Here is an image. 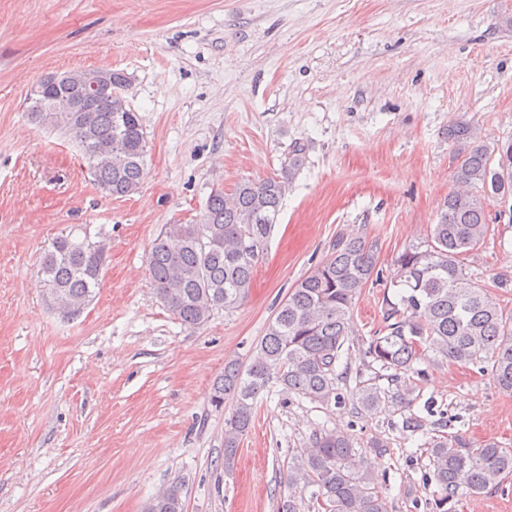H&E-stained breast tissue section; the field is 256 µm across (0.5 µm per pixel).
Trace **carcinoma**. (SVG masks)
<instances>
[{
  "label": "carcinoma",
  "instance_id": "carcinoma-1",
  "mask_svg": "<svg viewBox=\"0 0 512 512\" xmlns=\"http://www.w3.org/2000/svg\"><path fill=\"white\" fill-rule=\"evenodd\" d=\"M93 70L68 72L62 95L81 101ZM56 88L29 98L40 126L57 128L82 148L102 193L126 197L142 183L147 136L128 101L102 91L87 112H55ZM448 136L464 144L448 194L428 240L404 248L389 269L378 267V246L362 237L336 236L330 255L288 294L248 363L230 359L211 403L233 401L224 420V471L234 469L260 396L277 383L313 403L339 401L350 377L354 407L362 413L402 416V430L424 431V420L404 414L416 383L414 363L430 352L437 362L481 364L499 389L512 394V311L466 272L464 260L486 242L493 222L490 202L512 198V140L488 143L473 126L456 125ZM305 150L295 146L282 172L258 182L243 180L232 192L210 195L193 224H167L154 240L148 269L157 298L182 324L198 327L214 309L229 311L249 295L259 260L301 170ZM106 260L100 243L61 236L42 260L50 299L75 314L94 298ZM398 289L399 300L383 303L382 327L361 343L362 366L341 365L355 335L353 308L370 283ZM370 376H365V372ZM388 385L383 386L380 381ZM432 480L445 498L479 495L512 477V450L495 441L476 445L463 434L429 441ZM282 512H297L294 491H310L317 512H387L379 479L365 469L354 439L338 429L313 434L288 462ZM145 512H183L179 489L168 487Z\"/></svg>",
  "mask_w": 512,
  "mask_h": 512
}]
</instances>
